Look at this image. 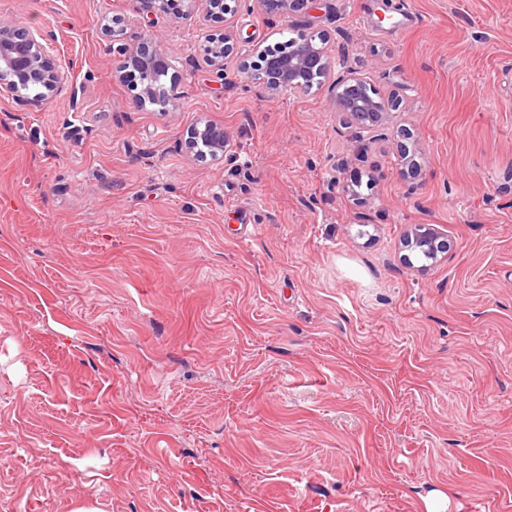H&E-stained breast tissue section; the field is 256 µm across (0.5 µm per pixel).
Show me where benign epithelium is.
I'll return each instance as SVG.
<instances>
[{
	"mask_svg": "<svg viewBox=\"0 0 512 512\" xmlns=\"http://www.w3.org/2000/svg\"><path fill=\"white\" fill-rule=\"evenodd\" d=\"M186 4L188 14H199L209 20L224 17L231 8L226 0H172ZM309 0H257L267 12L288 15L304 9ZM126 62L131 70L124 78L140 88L136 102L143 103L155 95V88L147 80L154 73L169 74L172 57L152 41L127 50ZM259 55L264 59L261 69L252 68L247 57ZM334 63L324 39L304 38L293 43L286 53H274L251 45L241 61V73L270 96L309 92L314 80L326 77ZM54 56L48 47L26 28L15 25L0 27V81L20 90L24 82H37L51 88L56 82ZM336 92L331 96L332 111L362 133L372 134L382 127L388 114L385 104L373 97L363 77L349 72L336 78ZM185 145L198 160H220L229 147L224 128L210 123L194 126L186 131ZM407 247L435 263L448 252L447 235L431 224H418L410 234Z\"/></svg>",
	"mask_w": 512,
	"mask_h": 512,
	"instance_id": "1",
	"label": "benign epithelium"
}]
</instances>
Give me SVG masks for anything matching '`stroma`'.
I'll return each mask as SVG.
<instances>
[{"label": "stroma", "mask_w": 512, "mask_h": 512, "mask_svg": "<svg viewBox=\"0 0 512 512\" xmlns=\"http://www.w3.org/2000/svg\"><path fill=\"white\" fill-rule=\"evenodd\" d=\"M137 6L0 0L58 75L0 86V512H512V0ZM227 30L335 67L265 96L209 62ZM149 34L178 97L140 106ZM348 72L382 136L332 112ZM205 122L221 161L185 149ZM141 5V10L146 12L147 15L156 14L158 12L166 13L168 10L167 3H177L182 2L186 3L187 10L184 13L188 14H197L202 16L203 20L205 18L209 20L221 19L225 17L231 8L224 0H140L137 1ZM166 10V12H164ZM127 53L128 56L123 68L126 67L127 63H130L131 70L123 71L125 75L122 78H133L131 80L134 86L137 89L140 86V92L136 94V102L145 103L146 99L155 95L156 91L153 85L143 78H148L149 75L154 73H162L168 77L170 70L174 67L172 57L168 52L154 45L151 39L135 48L128 49ZM185 145L189 153L197 160H220L229 147V141L221 126L204 123L191 127L185 134ZM202 145L207 151L199 150ZM432 224L415 225L407 241V247L418 251L431 260V264L441 260L448 252L447 235L433 227Z\"/></svg>", "instance_id": "stroma-1"}]
</instances>
